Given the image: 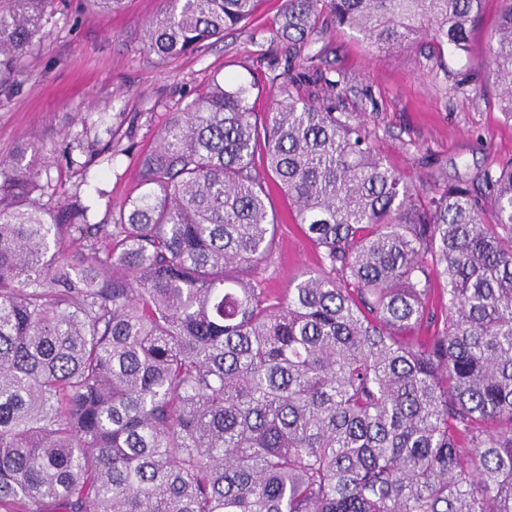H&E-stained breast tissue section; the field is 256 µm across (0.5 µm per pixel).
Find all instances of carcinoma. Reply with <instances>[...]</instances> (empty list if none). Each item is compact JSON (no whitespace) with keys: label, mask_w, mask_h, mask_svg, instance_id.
<instances>
[{"label":"carcinoma","mask_w":512,"mask_h":512,"mask_svg":"<svg viewBox=\"0 0 512 512\" xmlns=\"http://www.w3.org/2000/svg\"><path fill=\"white\" fill-rule=\"evenodd\" d=\"M257 2L168 0L144 45L192 51ZM484 2L285 0L277 34L327 14L381 51H464ZM47 3L0 0V88ZM474 81L512 119V0ZM289 85L263 116L224 80L172 113L110 224L0 160V512H512V160L418 189ZM259 164L321 254L282 296L254 285Z\"/></svg>","instance_id":"carcinoma-1"}]
</instances>
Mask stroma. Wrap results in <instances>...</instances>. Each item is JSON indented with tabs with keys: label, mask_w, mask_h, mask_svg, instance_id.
<instances>
[{
	"label": "stroma",
	"mask_w": 512,
	"mask_h": 512,
	"mask_svg": "<svg viewBox=\"0 0 512 512\" xmlns=\"http://www.w3.org/2000/svg\"><path fill=\"white\" fill-rule=\"evenodd\" d=\"M284 0H259L243 26L195 52L159 58L141 29L165 0H125L120 12L96 15L86 0H54L44 38L20 59L13 87L0 88V160L25 151L44 162L49 184L40 201L50 210L72 202L94 222L140 192L139 162L154 149L170 115L225 79L257 83L255 109L267 111L273 82L294 77L303 98L324 101L323 79L337 81L339 111L367 119L378 153L411 180L470 179L512 159V121L494 86H459L461 72L479 73L500 9L487 0L470 50L437 54L420 41L380 52L355 31L329 23L310 46L277 39ZM278 219L276 251L255 280L273 295L317 271L318 252L295 221L288 199L271 190Z\"/></svg>",
	"instance_id": "stroma-1"
}]
</instances>
